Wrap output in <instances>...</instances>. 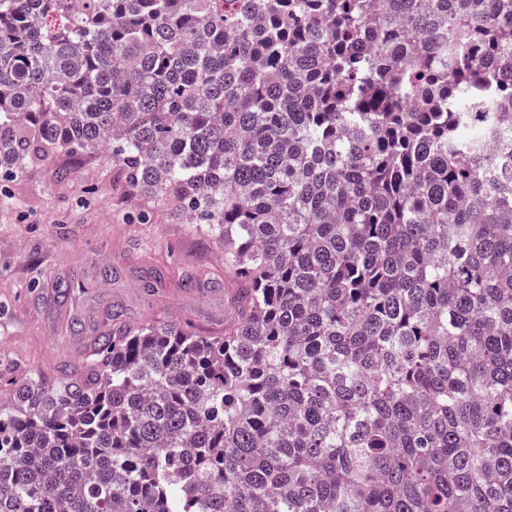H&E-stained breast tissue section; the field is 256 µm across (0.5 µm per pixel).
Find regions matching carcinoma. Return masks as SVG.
<instances>
[{"label":"carcinoma","mask_w":512,"mask_h":512,"mask_svg":"<svg viewBox=\"0 0 512 512\" xmlns=\"http://www.w3.org/2000/svg\"><path fill=\"white\" fill-rule=\"evenodd\" d=\"M62 154L233 313L9 381L0 512H512V0H0V208Z\"/></svg>","instance_id":"obj_1"}]
</instances>
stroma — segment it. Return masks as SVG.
<instances>
[{
  "mask_svg": "<svg viewBox=\"0 0 512 512\" xmlns=\"http://www.w3.org/2000/svg\"><path fill=\"white\" fill-rule=\"evenodd\" d=\"M10 190L19 205L0 211V376L81 361L113 307L133 323L189 320L222 331L233 276L220 244L128 195L112 168L86 162L64 184L27 173ZM153 268L163 279L150 291L143 275ZM189 272L200 287H182ZM60 284L72 287L61 306ZM76 318L79 334L67 329Z\"/></svg>",
  "mask_w": 512,
  "mask_h": 512,
  "instance_id": "35a3bbf8",
  "label": "stroma"
}]
</instances>
